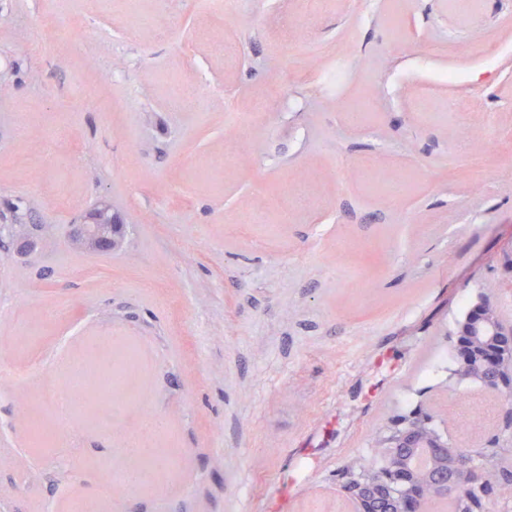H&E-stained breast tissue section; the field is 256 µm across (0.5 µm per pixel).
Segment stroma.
I'll use <instances>...</instances> for the list:
<instances>
[{
  "label": "stroma",
  "instance_id": "35a3bbf8",
  "mask_svg": "<svg viewBox=\"0 0 512 512\" xmlns=\"http://www.w3.org/2000/svg\"><path fill=\"white\" fill-rule=\"evenodd\" d=\"M296 8L0 0V224L19 205L53 227L30 251L0 245V338L16 339L0 352V512H67L119 462L120 436L51 421L38 384L45 355L97 336L148 359L118 426L181 462L102 512H345L337 472L374 458L420 391L480 396L453 358L480 294L512 321V0H310L309 33L286 43ZM336 68L333 94L310 91ZM284 73L287 96L224 160ZM200 79L214 94L180 108ZM406 173L399 208L368 182ZM101 200L127 239L75 251L69 225Z\"/></svg>",
  "mask_w": 512,
  "mask_h": 512
}]
</instances>
